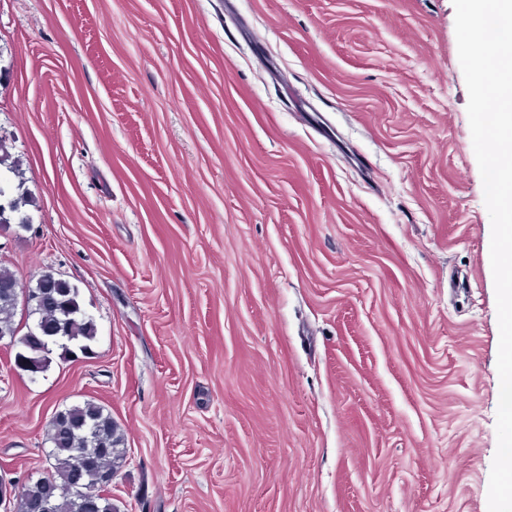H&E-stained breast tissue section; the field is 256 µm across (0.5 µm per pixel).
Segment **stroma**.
Wrapping results in <instances>:
<instances>
[{"instance_id": "35a3bbf8", "label": "stroma", "mask_w": 512, "mask_h": 512, "mask_svg": "<svg viewBox=\"0 0 512 512\" xmlns=\"http://www.w3.org/2000/svg\"><path fill=\"white\" fill-rule=\"evenodd\" d=\"M452 0H0L18 286L90 353L0 340V476L91 400L118 512H488L499 325ZM48 272L51 271H46L42 275ZM16 285L17 280L13 273L0 266V340L5 337L12 340L17 335L14 317L18 307L8 291ZM31 288H34L31 289L32 291L41 295L47 292L49 296L47 299L44 297L38 299L28 291L12 288L21 296L23 304L27 307L39 308L41 301L46 300V306L41 311L25 313L27 320L34 315H37V319L32 326L28 324L27 332L20 336L18 343L21 344L24 338L33 337L32 334H34L50 348L47 355H41L28 346L22 345L24 353L17 354L18 364L27 371L38 372L48 366L46 365L47 356L53 354L55 349H61L64 354H72L71 346H73L85 354L89 353L91 343L96 337V326L80 305L78 288L52 275H44Z\"/></svg>"}]
</instances>
